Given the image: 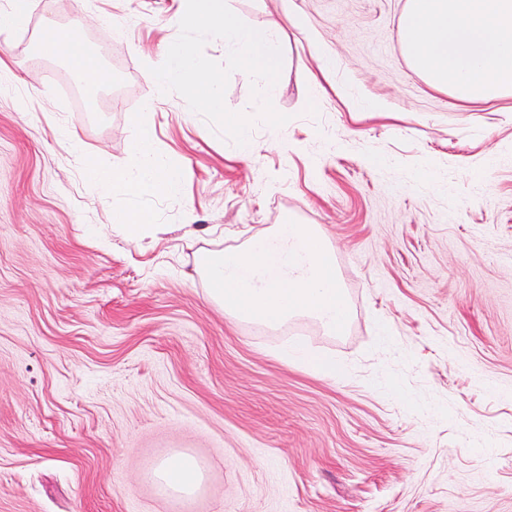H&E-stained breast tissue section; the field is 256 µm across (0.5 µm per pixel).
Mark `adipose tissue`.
Segmentation results:
<instances>
[{
	"label": "adipose tissue",
	"instance_id": "obj_1",
	"mask_svg": "<svg viewBox=\"0 0 512 512\" xmlns=\"http://www.w3.org/2000/svg\"><path fill=\"white\" fill-rule=\"evenodd\" d=\"M402 41L428 85L456 100L512 94V0H407ZM39 47L63 57L89 90H96L101 64L78 29L47 26ZM91 174L115 195L144 189L175 194L182 178L178 168L159 158L147 127L140 131L130 167H95ZM152 477L182 494L193 493L203 481L199 467L185 455L162 460Z\"/></svg>",
	"mask_w": 512,
	"mask_h": 512
}]
</instances>
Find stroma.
<instances>
[{"label":"stroma","mask_w":512,"mask_h":512,"mask_svg":"<svg viewBox=\"0 0 512 512\" xmlns=\"http://www.w3.org/2000/svg\"><path fill=\"white\" fill-rule=\"evenodd\" d=\"M228 2L282 38L290 120L246 154L148 73L185 0H32L0 28V512H512V95L432 89L406 0ZM50 24L97 94L38 50ZM143 124L181 192L104 196L90 164L127 166ZM116 206L150 216L139 240ZM290 220L334 250L341 334L230 319L195 272ZM294 341L341 372L279 359ZM178 453L205 474L182 503L149 478ZM39 47L42 51L63 57L81 75L90 91L99 84L101 64L84 42L78 28H57L48 25Z\"/></svg>","instance_id":"35a3bbf8"}]
</instances>
